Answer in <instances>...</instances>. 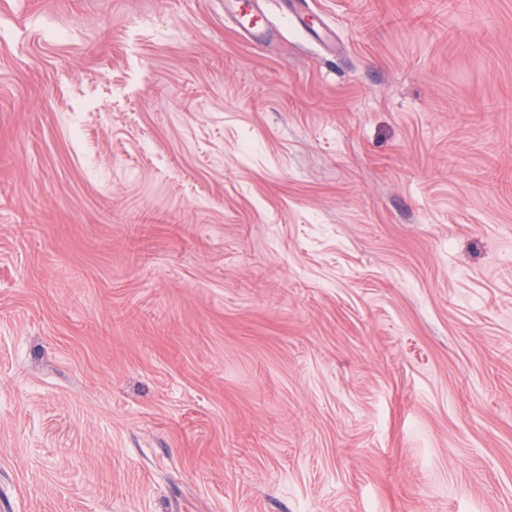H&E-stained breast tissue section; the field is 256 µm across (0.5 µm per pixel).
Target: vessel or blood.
I'll return each mask as SVG.
<instances>
[{
  "label": "vessel or blood",
  "instance_id": "1",
  "mask_svg": "<svg viewBox=\"0 0 512 512\" xmlns=\"http://www.w3.org/2000/svg\"><path fill=\"white\" fill-rule=\"evenodd\" d=\"M279 2L282 15L294 25L308 27L310 16L305 0H226L225 9L235 25L254 45L268 46L276 37V26L267 7Z\"/></svg>",
  "mask_w": 512,
  "mask_h": 512
}]
</instances>
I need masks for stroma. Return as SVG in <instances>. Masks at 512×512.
I'll use <instances>...</instances> for the list:
<instances>
[{
  "label": "stroma",
  "mask_w": 512,
  "mask_h": 512,
  "mask_svg": "<svg viewBox=\"0 0 512 512\" xmlns=\"http://www.w3.org/2000/svg\"><path fill=\"white\" fill-rule=\"evenodd\" d=\"M0 0V512H512V0ZM272 3L282 6V17L310 31L307 27L311 16L305 10L304 0H227L225 9L248 40L254 45L267 47L277 32L275 22L267 10V6Z\"/></svg>",
  "instance_id": "stroma-1"
}]
</instances>
